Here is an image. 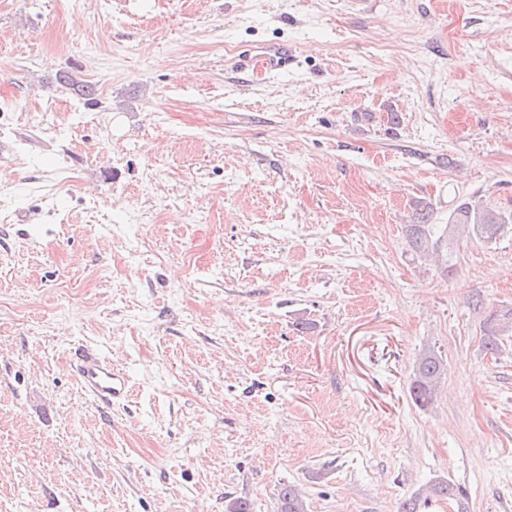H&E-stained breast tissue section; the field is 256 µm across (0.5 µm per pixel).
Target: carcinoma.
<instances>
[{
  "mask_svg": "<svg viewBox=\"0 0 512 512\" xmlns=\"http://www.w3.org/2000/svg\"><path fill=\"white\" fill-rule=\"evenodd\" d=\"M59 82L72 89L84 104H97V88L94 84L80 80L73 72H62ZM417 223L409 225L408 244L412 251L422 254L441 255L440 270L449 273L454 267L455 244L461 238L482 243H493L512 234V213H505L489 206H479L469 201H461L448 216V225L442 237L432 236V214L425 207L416 210ZM512 324V310L490 317L484 327V345L488 350L499 347L498 337L508 331ZM447 373L444 360L433 350L424 351L418 358L409 392L413 403L426 408L434 401L437 386ZM276 512H308L305 500L296 486L284 484L277 493Z\"/></svg>",
  "mask_w": 512,
  "mask_h": 512,
  "instance_id": "obj_1",
  "label": "carcinoma"
}]
</instances>
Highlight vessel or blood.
Here are the masks:
<instances>
[{
	"instance_id": "obj_1",
	"label": "vessel or blood",
	"mask_w": 512,
	"mask_h": 512,
	"mask_svg": "<svg viewBox=\"0 0 512 512\" xmlns=\"http://www.w3.org/2000/svg\"><path fill=\"white\" fill-rule=\"evenodd\" d=\"M72 368L82 391L101 405L109 407L126 401L129 377L121 366L98 354L79 351Z\"/></svg>"
}]
</instances>
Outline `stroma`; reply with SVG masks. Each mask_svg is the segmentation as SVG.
I'll use <instances>...</instances> for the list:
<instances>
[{
	"label": "stroma",
	"mask_w": 512,
	"mask_h": 512,
	"mask_svg": "<svg viewBox=\"0 0 512 512\" xmlns=\"http://www.w3.org/2000/svg\"><path fill=\"white\" fill-rule=\"evenodd\" d=\"M463 199L512 213V0H0V512H512V235L407 244ZM59 82L72 89L77 96L84 100V104L88 106L97 105V88L95 84L80 80L77 78L75 72H62L58 77ZM509 323L512 327V310H506L500 315L490 317L484 327V345L487 350H496L499 347L498 337L508 331ZM446 373L447 365L442 357L434 350L424 351L416 362L409 386L413 403L420 408L432 404L437 386ZM72 368L82 391L101 405L112 407L128 398L129 377L111 360L96 353L79 351L75 353ZM276 504V512H308L301 493L291 484H283L280 487Z\"/></svg>",
	"instance_id": "1"
}]
</instances>
